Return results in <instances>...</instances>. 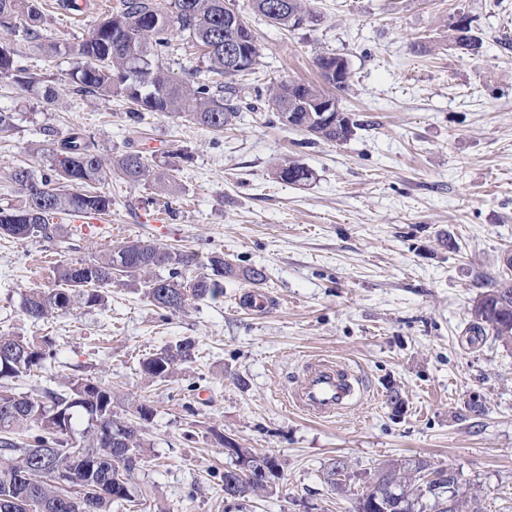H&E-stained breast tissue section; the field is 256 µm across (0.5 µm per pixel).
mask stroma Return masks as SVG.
Segmentation results:
<instances>
[{"mask_svg": "<svg viewBox=\"0 0 512 512\" xmlns=\"http://www.w3.org/2000/svg\"><path fill=\"white\" fill-rule=\"evenodd\" d=\"M310 7L315 22L293 32L245 12L261 65L235 77L242 110L221 133L159 114L129 124L117 96L21 98L0 83V109L15 114L0 140L2 207L19 198L15 167L46 166L33 150L46 128L86 126L106 157L172 142L192 156L171 205L148 184H101L112 197L105 228L83 236L61 219L70 250L40 236L0 238V332L53 337L56 382L89 378L153 406L135 479L150 497L112 512H351L383 467L415 458L453 470L481 512H512V341L466 333L477 276H498L512 248V0ZM462 14L483 40L475 59L448 46V24ZM323 54L343 56L351 71L341 98L358 129L340 145L309 142L260 104L273 80L317 79ZM288 156L315 171L312 185L273 178L272 164ZM136 238L261 269L276 304L239 310L250 285L235 280L180 314L132 286L45 322L23 313L32 288L58 287V263ZM185 337L199 343L193 362L165 379L141 375L142 358ZM318 357L349 364L364 385L325 422L285 399ZM226 439L278 457L267 494L225 498ZM337 462L341 490L328 479Z\"/></svg>", "mask_w": 512, "mask_h": 512, "instance_id": "stroma-1", "label": "stroma"}]
</instances>
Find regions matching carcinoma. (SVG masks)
<instances>
[{
	"label": "carcinoma",
	"mask_w": 512,
	"mask_h": 512,
	"mask_svg": "<svg viewBox=\"0 0 512 512\" xmlns=\"http://www.w3.org/2000/svg\"><path fill=\"white\" fill-rule=\"evenodd\" d=\"M248 7L275 26L295 31L309 24L313 13L306 0H249ZM20 23L13 24V19ZM11 26L14 39L0 42V81L24 94L58 96V88L82 97L120 96L132 104L126 113L132 124H141L150 112L181 118L212 132H222L240 112L233 77L251 72L262 52L239 12L224 0H119V7L100 19L86 37L58 44L50 40L39 0H0V24ZM182 45L202 51L205 68L194 69L190 78L171 74L164 60ZM239 37L248 50L242 69L230 70L224 54L225 40ZM448 45L462 56L476 58L482 38L467 16L448 23ZM39 52L49 57L63 52L74 60L68 71L48 78L31 70L28 56ZM343 65L336 82L320 84L279 80L266 91V108L290 113L292 123L311 136V141L340 144L355 135L358 124L329 120L309 105L337 98L349 88V66L341 56L322 55L318 68ZM38 151L49 158L43 170L18 166L12 182L22 195L17 206L0 207V236L24 240L34 236L54 238L58 214L95 217L112 208V197L98 189L109 177L129 185L149 183L173 189V171L189 162L190 153L179 144L166 151L159 163L138 150H121L106 160L96 135L77 126L61 138H48ZM275 179L296 186L316 180L315 171L294 158L274 164ZM195 266L200 272L190 279L183 272ZM168 270V275L160 271ZM62 287L33 290L23 300V312L34 320L65 314L78 305L104 304L108 288L137 281L153 306L170 312L185 310L188 302L224 296V282L246 280L259 285L261 270L241 267L220 253L204 258L164 248L141 239L122 241L92 261L63 262L57 268ZM471 308L468 331L508 340L503 329H512V278L508 274L485 279ZM198 343L183 338L144 358L140 372L147 378H165L175 367L193 361ZM56 359L52 338L25 339L0 332V512H83L89 486L97 487L95 512H112V505L132 501L131 484L144 459L147 426L154 409L146 403L118 412L119 396L110 387L91 379L66 381L62 389L16 393L9 383L44 369ZM236 459L224 468V497L268 492V482L258 471L278 469L268 454L249 448L234 450ZM429 464L421 459L397 460L381 477L394 483L396 498L389 512H423V499L433 500L437 512H475L472 499L462 491L459 478L437 472L427 482Z\"/></svg>",
	"instance_id": "1"
}]
</instances>
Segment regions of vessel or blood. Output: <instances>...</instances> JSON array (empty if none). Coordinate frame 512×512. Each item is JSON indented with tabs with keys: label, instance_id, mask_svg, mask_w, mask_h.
Listing matches in <instances>:
<instances>
[{
	"label": "vessel or blood",
	"instance_id": "vessel-or-blood-1",
	"mask_svg": "<svg viewBox=\"0 0 512 512\" xmlns=\"http://www.w3.org/2000/svg\"><path fill=\"white\" fill-rule=\"evenodd\" d=\"M356 378L344 365L325 358L305 364L288 390L289 403L307 416L327 420L349 403Z\"/></svg>",
	"mask_w": 512,
	"mask_h": 512
}]
</instances>
